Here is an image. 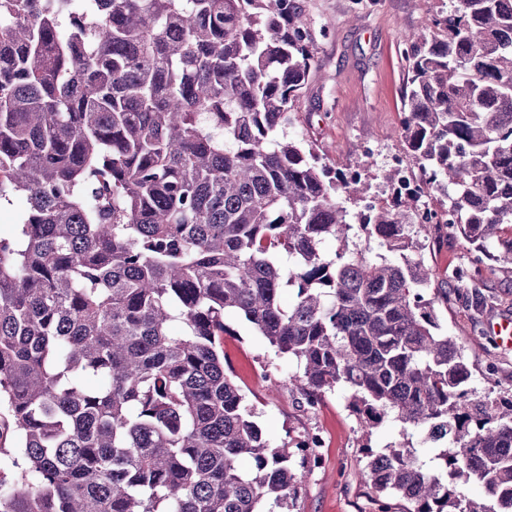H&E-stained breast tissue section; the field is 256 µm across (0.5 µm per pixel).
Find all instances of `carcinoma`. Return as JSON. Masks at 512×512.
<instances>
[{"label":"carcinoma","instance_id":"obj_1","mask_svg":"<svg viewBox=\"0 0 512 512\" xmlns=\"http://www.w3.org/2000/svg\"><path fill=\"white\" fill-rule=\"evenodd\" d=\"M402 60L412 168L512 265V0H452ZM313 63L303 0H0V205L28 201L0 238V512H294L314 465L225 372L227 310L302 407L342 387L363 434L399 426L362 448L378 512H512V395L438 333L486 297L433 287L401 197L351 210L367 180L289 136Z\"/></svg>","mask_w":512,"mask_h":512}]
</instances>
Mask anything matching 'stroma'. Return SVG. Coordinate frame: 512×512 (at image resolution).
Segmentation results:
<instances>
[{
  "instance_id": "obj_1",
  "label": "stroma",
  "mask_w": 512,
  "mask_h": 512,
  "mask_svg": "<svg viewBox=\"0 0 512 512\" xmlns=\"http://www.w3.org/2000/svg\"><path fill=\"white\" fill-rule=\"evenodd\" d=\"M441 8V0H305L313 40V75L294 107L291 136L313 142L327 164L351 163L376 193L386 189L388 155L401 151L402 92L406 72L401 51L409 34L421 32ZM418 238L436 284L451 289L455 271L473 254L463 238L424 230ZM491 307L477 313L462 300L438 310L445 333L473 355L479 389L512 393V347L498 345L491 325L512 317V268L496 267L478 278ZM224 355L231 376L254 408V420L276 445L295 446L309 431L327 438L321 466L303 485L295 512H375L361 478L360 447L378 448L393 440L390 425L362 437L347 408L348 395L328 394L313 411L292 394L294 361L275 356L243 316L224 314Z\"/></svg>"
}]
</instances>
